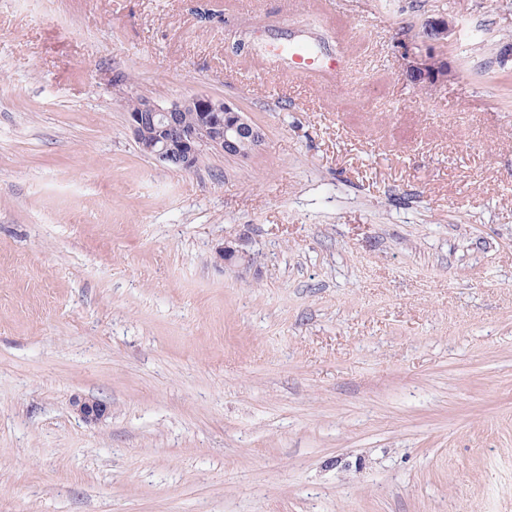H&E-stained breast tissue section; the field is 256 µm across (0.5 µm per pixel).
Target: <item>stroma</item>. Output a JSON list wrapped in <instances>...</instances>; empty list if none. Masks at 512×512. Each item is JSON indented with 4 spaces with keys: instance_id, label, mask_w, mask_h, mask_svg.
Returning <instances> with one entry per match:
<instances>
[{
    "instance_id": "35a3bbf8",
    "label": "stroma",
    "mask_w": 512,
    "mask_h": 512,
    "mask_svg": "<svg viewBox=\"0 0 512 512\" xmlns=\"http://www.w3.org/2000/svg\"><path fill=\"white\" fill-rule=\"evenodd\" d=\"M253 17L347 68L233 52ZM505 42L512 0H0V512H512ZM119 72L260 150L158 164ZM424 26L428 39L425 41L424 48L407 56L406 75L415 85L437 88L445 85L455 76L440 50L448 43V38L455 30V23L448 17L438 16L426 19Z\"/></svg>"
}]
</instances>
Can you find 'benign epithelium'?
Masks as SVG:
<instances>
[{"label": "benign epithelium", "instance_id": "obj_1", "mask_svg": "<svg viewBox=\"0 0 512 512\" xmlns=\"http://www.w3.org/2000/svg\"><path fill=\"white\" fill-rule=\"evenodd\" d=\"M428 39L424 48L407 56L406 75L416 85L437 88L454 78V72L443 58L441 47L455 30V23L445 16L425 20ZM121 103L126 124L140 150L158 163L190 172L207 151L222 153L239 160L254 155L264 140L263 130L252 123L235 104L206 95H192L162 106L153 99L123 92ZM196 113L187 126L177 121L181 112ZM245 239L226 244L219 257L224 261L246 259ZM72 405L84 421L97 423L106 414L98 401L76 398Z\"/></svg>", "mask_w": 512, "mask_h": 512}]
</instances>
